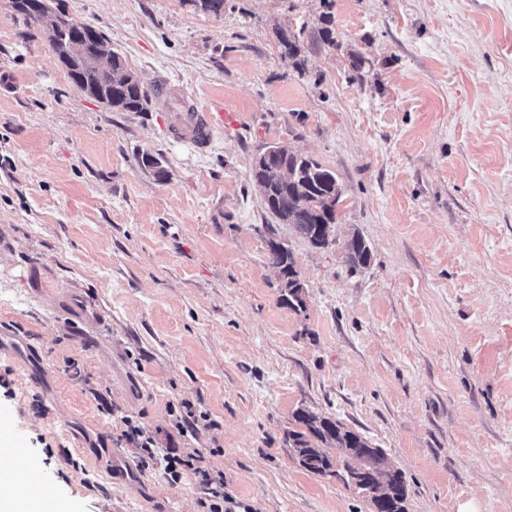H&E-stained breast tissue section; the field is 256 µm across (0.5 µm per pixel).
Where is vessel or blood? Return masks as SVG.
Segmentation results:
<instances>
[{
  "mask_svg": "<svg viewBox=\"0 0 512 512\" xmlns=\"http://www.w3.org/2000/svg\"><path fill=\"white\" fill-rule=\"evenodd\" d=\"M160 94L171 96L174 104L168 113L165 130L174 142L205 151L214 141L215 133L224 121L220 112L198 107L183 93H172L168 83H160ZM0 466L9 472V480L0 484V498H23L28 512H66L65 506L44 497L45 471L15 437L7 418H0Z\"/></svg>",
  "mask_w": 512,
  "mask_h": 512,
  "instance_id": "b4317fda",
  "label": "vessel or blood"
}]
</instances>
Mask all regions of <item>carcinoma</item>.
Returning <instances> with one entry per match:
<instances>
[{"label":"carcinoma","mask_w":512,"mask_h":512,"mask_svg":"<svg viewBox=\"0 0 512 512\" xmlns=\"http://www.w3.org/2000/svg\"><path fill=\"white\" fill-rule=\"evenodd\" d=\"M25 23L42 26L49 45L59 63L67 70L73 83L86 96L114 112L148 111V93L138 76L123 61L119 53L107 46L106 57L95 49L97 40L89 45L90 59H70L66 44L76 28L66 22L56 27L53 17L45 15L40 0H22L16 9ZM283 53L295 59L300 56L299 36L288 29L279 30ZM262 159L254 161L251 181L259 188L264 204L282 224L292 226L295 232L316 247L333 243L336 209L342 192L335 174L305 154L296 155L292 148L282 144L267 147L260 153ZM293 174V182L282 183L283 169ZM350 271L364 266L370 259V248L363 238L355 235L348 245ZM269 263L278 269L280 300L298 310L305 306L304 284L299 278L288 242L269 245ZM297 430L288 431V444L301 467L320 476H334V460L327 449L336 448L343 455V468L347 477L356 479L362 471L387 468L385 455L369 441L345 428L340 422L319 416L304 409L293 414ZM359 494L369 498L376 512H406V486L400 472H393L391 481L383 486L382 495L374 496V488L356 480Z\"/></svg>","instance_id":"1"}]
</instances>
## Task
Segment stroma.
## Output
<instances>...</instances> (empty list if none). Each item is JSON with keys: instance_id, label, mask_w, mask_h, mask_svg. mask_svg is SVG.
Instances as JSON below:
<instances>
[{"instance_id": "35a3bbf8", "label": "stroma", "mask_w": 512, "mask_h": 512, "mask_svg": "<svg viewBox=\"0 0 512 512\" xmlns=\"http://www.w3.org/2000/svg\"><path fill=\"white\" fill-rule=\"evenodd\" d=\"M56 2L151 104L88 98L0 0V336L30 347L0 353V415L47 495L204 512L198 475L136 466L129 417L158 447L206 449L243 512H373L300 466L285 435L302 408L383 449L407 512H512V0ZM165 78L230 114L206 153L167 137ZM273 142L335 172L329 247L277 223L252 183ZM273 233L304 309L279 300ZM356 235L370 259L353 272ZM185 403L206 418L182 436Z\"/></svg>"}]
</instances>
